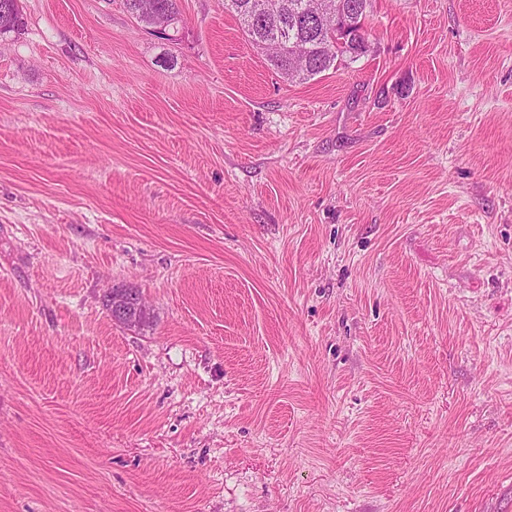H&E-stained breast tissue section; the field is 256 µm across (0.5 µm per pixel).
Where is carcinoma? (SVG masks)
Instances as JSON below:
<instances>
[{"label": "carcinoma", "mask_w": 512, "mask_h": 512, "mask_svg": "<svg viewBox=\"0 0 512 512\" xmlns=\"http://www.w3.org/2000/svg\"><path fill=\"white\" fill-rule=\"evenodd\" d=\"M7 6L0 5V37L11 33L18 34L23 27V7L21 0H4ZM351 6L349 20L355 28L364 33L361 19L366 17L371 0H342ZM249 0H224V8L237 18L239 27L248 41L255 46L266 42L267 26L264 23L250 24L246 20V5ZM157 16L142 19L140 23L157 29L166 39L177 40L181 30V11L178 0H157ZM280 26L286 35V41L280 45L270 44L266 47L267 60L280 74L301 81L319 75L335 64L350 56L348 50L336 45L329 37L332 23L319 24L299 22L292 11H287L280 19Z\"/></svg>", "instance_id": "obj_1"}]
</instances>
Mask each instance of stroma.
Listing matches in <instances>:
<instances>
[{
  "mask_svg": "<svg viewBox=\"0 0 512 512\" xmlns=\"http://www.w3.org/2000/svg\"><path fill=\"white\" fill-rule=\"evenodd\" d=\"M22 6L0 512H512V0H372L306 81L224 0ZM158 4L157 16L153 19H141L138 22L145 27L158 29L166 39L177 41L182 29L181 11L178 0H156ZM181 26V27H180ZM172 31V34L169 32ZM112 304L110 314L113 320L135 321L138 317H146L148 307L137 292L133 290L111 292ZM107 296L106 307L109 309V296Z\"/></svg>",
  "mask_w": 512,
  "mask_h": 512,
  "instance_id": "35a3bbf8",
  "label": "stroma"
}]
</instances>
